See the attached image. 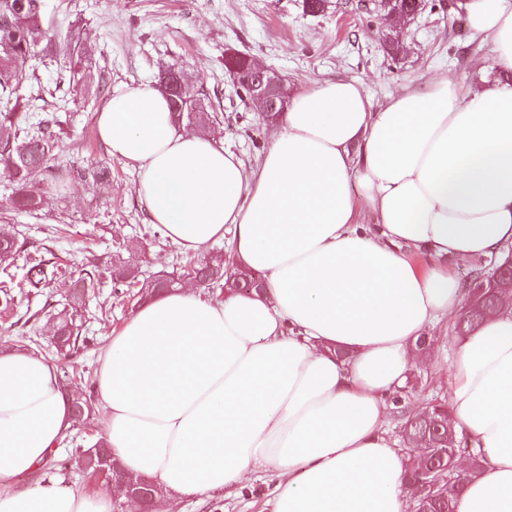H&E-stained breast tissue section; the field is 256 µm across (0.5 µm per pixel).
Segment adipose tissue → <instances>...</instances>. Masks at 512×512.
Instances as JSON below:
<instances>
[{
	"label": "adipose tissue",
	"mask_w": 512,
	"mask_h": 512,
	"mask_svg": "<svg viewBox=\"0 0 512 512\" xmlns=\"http://www.w3.org/2000/svg\"><path fill=\"white\" fill-rule=\"evenodd\" d=\"M466 9L512 71V0ZM97 129L173 245L228 240L225 265L264 279L220 301L183 287L113 333L97 372L113 459L165 488L157 512L262 471L269 512H408L388 399L418 340L456 319L458 265L512 253V85L440 75L375 109L357 82L320 81L291 93L254 167L178 129L149 82L112 95ZM450 346L449 420L483 465L455 512H512V307ZM71 401L53 363L0 349V512H113L108 488L13 487L55 453Z\"/></svg>",
	"instance_id": "adipose-tissue-1"
}]
</instances>
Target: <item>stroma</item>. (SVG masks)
I'll use <instances>...</instances> for the list:
<instances>
[{"label":"stroma","instance_id":"1","mask_svg":"<svg viewBox=\"0 0 512 512\" xmlns=\"http://www.w3.org/2000/svg\"><path fill=\"white\" fill-rule=\"evenodd\" d=\"M442 2L426 0L422 13L405 23V50L394 56L385 43L392 23L357 10L355 0H325L316 14L304 10L303 0H46L57 36L50 56L36 69L39 81L53 84L69 66L67 40L92 48L81 64L89 95L63 86L45 98V112L64 123L52 164L63 173L104 167L108 177L103 183H65L30 215L11 208L16 185L0 167V224L13 226L20 242L11 273L23 279L30 257L37 254L55 270L40 292L18 297L21 307L37 312L35 325L0 318V348L25 345L53 359L52 319L71 281L85 269L98 268L99 284L81 311L87 341L72 357L71 388L87 390L96 383L109 334L138 302L136 289L114 286L111 260L131 264L143 278L186 274V253L154 233L137 193V172L112 157L98 135V113L114 90L158 82L171 68L185 71L206 111L216 116L209 138L253 166L269 146L271 124L253 110L244 92L236 91L224 66L229 54L249 56L277 71L294 91L323 80L357 81L375 107L440 74L463 88L496 78L495 70L474 66L477 59L491 57L490 41L473 34L464 11L451 18L443 14ZM446 332V326L437 328V355L415 370L420 382L414 405L448 393ZM275 484L267 474L235 497L184 501L181 512H267Z\"/></svg>","mask_w":512,"mask_h":512}]
</instances>
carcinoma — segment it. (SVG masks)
<instances>
[{
    "label": "carcinoma",
    "instance_id": "obj_1",
    "mask_svg": "<svg viewBox=\"0 0 512 512\" xmlns=\"http://www.w3.org/2000/svg\"><path fill=\"white\" fill-rule=\"evenodd\" d=\"M42 0H0V102H9L20 97V88L34 75L35 63L49 53L54 38L50 22L43 10ZM176 118H182L189 125L202 130L210 123L209 113L201 111L200 92L188 78L179 84L161 81ZM57 120L53 117L37 118L32 113H18L0 110V163L8 170L19 185L13 198V207L31 214L42 202L40 191L29 184L32 176L44 175L47 184L56 181L57 175L49 174L50 161L57 143ZM19 249L15 232L0 225V265H10L14 253ZM197 275L214 281L230 292H240L253 286L250 272L224 268V257L216 255L209 261L196 266ZM52 275L44 260L34 257L29 262L25 285L41 287ZM99 282V274L88 270L79 277L71 288L69 309L58 313L54 331L56 355L68 359L77 353L85 343L81 307ZM15 285L11 274L0 280V311L6 315L17 307ZM509 304V297L491 295L478 308L468 310L464 329L453 325V332L463 336L473 330L484 318L498 312ZM391 414L397 420L399 437L406 447L407 484L413 487L411 501L413 512H454V502L460 492L456 482L461 480L457 473V460H469V477L481 474L482 465L477 449L462 444V435L457 433L448 421V401L435 398L434 404L424 412L412 409L408 390L392 398ZM95 451L84 448L78 452L76 465L83 473L94 475L102 459H111L104 440L91 444ZM428 479L431 486L424 488L417 484Z\"/></svg>",
    "mask_w": 512,
    "mask_h": 512
}]
</instances>
